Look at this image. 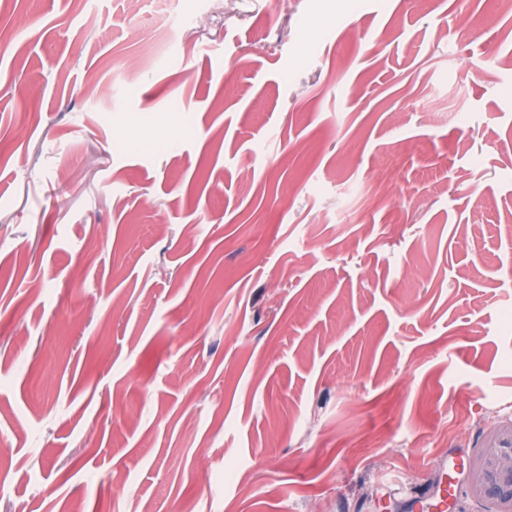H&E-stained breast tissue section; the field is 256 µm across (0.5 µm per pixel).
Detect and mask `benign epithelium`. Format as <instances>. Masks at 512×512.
Wrapping results in <instances>:
<instances>
[{
	"label": "benign epithelium",
	"instance_id": "benign-epithelium-1",
	"mask_svg": "<svg viewBox=\"0 0 512 512\" xmlns=\"http://www.w3.org/2000/svg\"><path fill=\"white\" fill-rule=\"evenodd\" d=\"M469 487L472 494L496 504L498 512H512V434L479 449Z\"/></svg>",
	"mask_w": 512,
	"mask_h": 512
}]
</instances>
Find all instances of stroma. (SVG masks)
I'll return each instance as SVG.
<instances>
[{"instance_id":"35a3bbf8","label":"stroma","mask_w":512,"mask_h":512,"mask_svg":"<svg viewBox=\"0 0 512 512\" xmlns=\"http://www.w3.org/2000/svg\"><path fill=\"white\" fill-rule=\"evenodd\" d=\"M0 31V512H410L444 475L490 512L500 0H0Z\"/></svg>"}]
</instances>
